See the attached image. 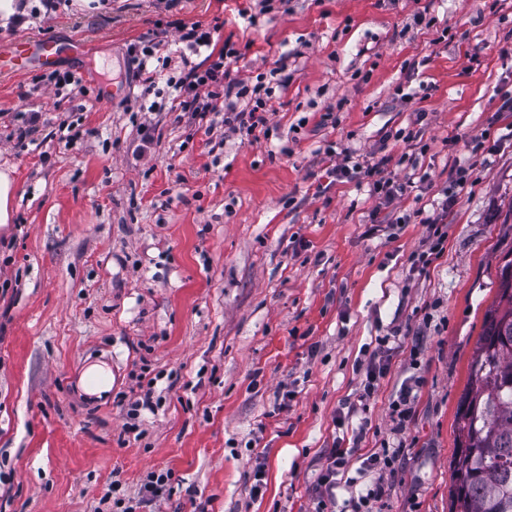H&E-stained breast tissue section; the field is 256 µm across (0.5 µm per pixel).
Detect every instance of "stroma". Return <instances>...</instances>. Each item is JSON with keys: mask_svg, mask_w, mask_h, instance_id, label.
I'll return each instance as SVG.
<instances>
[{"mask_svg": "<svg viewBox=\"0 0 512 512\" xmlns=\"http://www.w3.org/2000/svg\"><path fill=\"white\" fill-rule=\"evenodd\" d=\"M242 3L63 0L0 29L1 48L20 34L78 44L56 68L88 90L55 91L36 69L0 77V169L19 185L0 226V512H116L110 483L137 499L166 471L142 512H314L321 468L363 419L351 467L402 448L388 512H448L458 403L512 256V0H289L247 32ZM422 10L434 27L415 24ZM175 18L220 23L241 76L287 57L277 137L209 146L164 94L140 112L127 48ZM400 86L413 98L396 99ZM24 111L44 120L26 139ZM71 122L68 144L57 129ZM401 128L427 151L405 159ZM330 145L388 156L409 223L377 230L366 183L322 188ZM463 160L476 180L455 191L441 256L413 271L420 218ZM379 336L389 370L363 413ZM94 363L112 373L100 398L82 388ZM413 376L398 432L389 406ZM148 390L155 410L127 430Z\"/></svg>", "mask_w": 512, "mask_h": 512, "instance_id": "1", "label": "stroma"}]
</instances>
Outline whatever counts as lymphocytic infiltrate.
<instances>
[{"label": "lymphocytic infiltrate", "instance_id": "1", "mask_svg": "<svg viewBox=\"0 0 512 512\" xmlns=\"http://www.w3.org/2000/svg\"><path fill=\"white\" fill-rule=\"evenodd\" d=\"M167 26L174 30L178 43L186 50L181 58L183 68L179 76L164 77L168 60L157 54L159 40L151 36L140 39L134 44L132 54L142 83L151 88L159 81H166L174 90L171 111L188 114L192 123L204 128L206 135H214L218 130L248 136L258 132L270 134L271 101L277 90L288 85L289 75L284 67H277L267 75L257 74L252 79L234 75L231 65L239 60L241 52L235 43L220 39L218 26L178 18L168 21ZM327 155L329 164L324 178L332 184L366 180L379 212L403 196L404 185L386 176L384 160L360 161L347 149H331ZM379 212L372 215V223H380ZM349 458V449L336 447L331 451L326 467L317 477L315 512H333L336 476L340 469L347 467ZM398 460V450L387 447L364 457L357 476L345 482L350 493V512H384L386 488L381 475L393 471Z\"/></svg>", "mask_w": 512, "mask_h": 512}]
</instances>
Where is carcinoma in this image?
I'll list each match as a JSON object with an SVG mask.
<instances>
[{"label": "carcinoma", "mask_w": 512, "mask_h": 512, "mask_svg": "<svg viewBox=\"0 0 512 512\" xmlns=\"http://www.w3.org/2000/svg\"><path fill=\"white\" fill-rule=\"evenodd\" d=\"M456 428L449 512H512V259L486 312Z\"/></svg>", "instance_id": "1"}]
</instances>
